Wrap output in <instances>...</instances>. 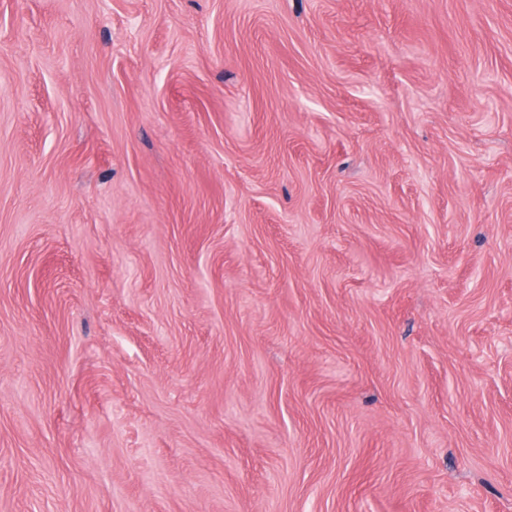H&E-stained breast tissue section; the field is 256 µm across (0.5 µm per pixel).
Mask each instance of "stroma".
I'll return each instance as SVG.
<instances>
[{
    "label": "stroma",
    "mask_w": 512,
    "mask_h": 512,
    "mask_svg": "<svg viewBox=\"0 0 512 512\" xmlns=\"http://www.w3.org/2000/svg\"><path fill=\"white\" fill-rule=\"evenodd\" d=\"M0 512H512V0H0Z\"/></svg>",
    "instance_id": "35a3bbf8"
}]
</instances>
